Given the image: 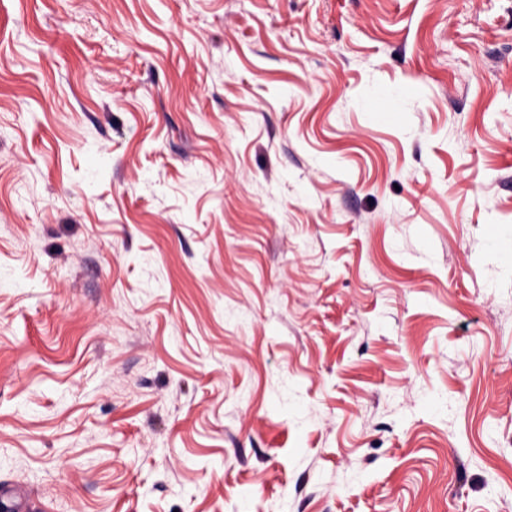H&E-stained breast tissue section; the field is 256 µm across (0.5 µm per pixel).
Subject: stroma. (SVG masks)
Here are the masks:
<instances>
[{
	"label": "stroma",
	"mask_w": 512,
	"mask_h": 512,
	"mask_svg": "<svg viewBox=\"0 0 512 512\" xmlns=\"http://www.w3.org/2000/svg\"><path fill=\"white\" fill-rule=\"evenodd\" d=\"M512 0H0V487L26 512H512Z\"/></svg>",
	"instance_id": "obj_1"
}]
</instances>
